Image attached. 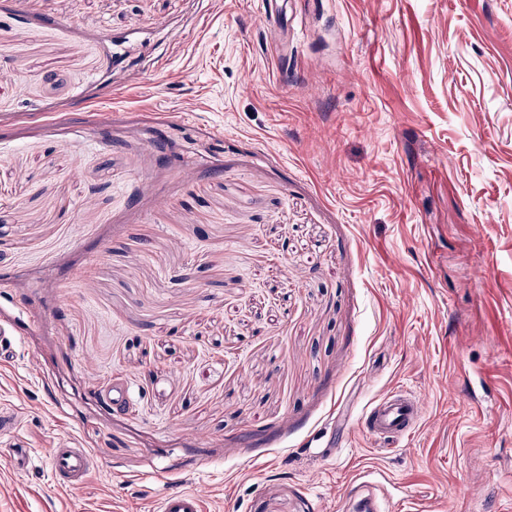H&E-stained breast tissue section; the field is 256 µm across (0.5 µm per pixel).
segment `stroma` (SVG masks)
Here are the masks:
<instances>
[{
    "label": "stroma",
    "instance_id": "35a3bbf8",
    "mask_svg": "<svg viewBox=\"0 0 512 512\" xmlns=\"http://www.w3.org/2000/svg\"><path fill=\"white\" fill-rule=\"evenodd\" d=\"M310 4L0 0V512H512V0ZM420 396L399 391L375 400L360 417L362 432L375 438L403 437L413 432L422 418ZM45 457L52 472L71 486L77 485L92 466V457L86 448H47ZM203 495L198 490H177L166 494L159 503V512H203Z\"/></svg>",
    "mask_w": 512,
    "mask_h": 512
}]
</instances>
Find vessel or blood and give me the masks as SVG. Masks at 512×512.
I'll return each instance as SVG.
<instances>
[{"label": "vessel or blood", "mask_w": 512, "mask_h": 512, "mask_svg": "<svg viewBox=\"0 0 512 512\" xmlns=\"http://www.w3.org/2000/svg\"><path fill=\"white\" fill-rule=\"evenodd\" d=\"M422 409L421 397L393 391L368 407L358 421L359 428L375 438L402 437L417 428ZM45 456L52 472L72 486L81 481L92 465V457L84 448H49ZM158 512H204L203 496L194 489L170 492L161 499Z\"/></svg>", "instance_id": "b4317fda"}]
</instances>
